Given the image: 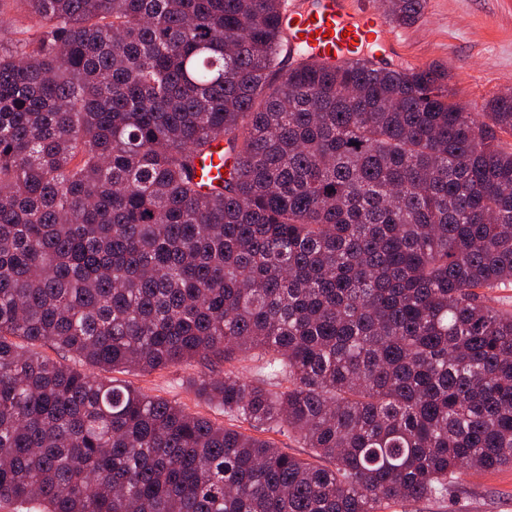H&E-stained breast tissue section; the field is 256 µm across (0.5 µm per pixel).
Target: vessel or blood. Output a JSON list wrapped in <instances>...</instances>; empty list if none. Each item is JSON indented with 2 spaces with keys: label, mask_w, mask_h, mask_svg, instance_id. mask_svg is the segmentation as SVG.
Segmentation results:
<instances>
[{
  "label": "vessel or blood",
  "mask_w": 512,
  "mask_h": 512,
  "mask_svg": "<svg viewBox=\"0 0 512 512\" xmlns=\"http://www.w3.org/2000/svg\"><path fill=\"white\" fill-rule=\"evenodd\" d=\"M288 30L302 36L309 53L339 64L362 58L363 47L375 38L395 41L381 12L369 0H288Z\"/></svg>",
  "instance_id": "vessel-or-blood-1"
}]
</instances>
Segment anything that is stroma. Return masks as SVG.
Returning a JSON list of instances; mask_svg holds the SVG:
<instances>
[{
    "mask_svg": "<svg viewBox=\"0 0 512 512\" xmlns=\"http://www.w3.org/2000/svg\"><path fill=\"white\" fill-rule=\"evenodd\" d=\"M401 35L406 56L394 58V65L444 66L449 92L468 111H483L489 99L512 88V0H426L419 21L402 29ZM201 370L196 363L151 374L125 372L121 378L150 395L180 403L215 425L271 440L289 454L310 459V449L295 436L253 428L195 397L187 381ZM387 512H512V468L462 475L456 496L408 508L394 504Z\"/></svg>",
    "mask_w": 512,
    "mask_h": 512,
    "instance_id": "1",
    "label": "stroma"
}]
</instances>
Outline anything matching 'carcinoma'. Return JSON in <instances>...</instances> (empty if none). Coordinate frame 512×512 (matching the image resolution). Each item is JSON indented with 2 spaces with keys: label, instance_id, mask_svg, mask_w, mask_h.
<instances>
[{
  "label": "carcinoma",
  "instance_id": "carcinoma-1",
  "mask_svg": "<svg viewBox=\"0 0 512 512\" xmlns=\"http://www.w3.org/2000/svg\"><path fill=\"white\" fill-rule=\"evenodd\" d=\"M6 2L0 504L384 512L512 468V92L294 60L287 0ZM241 357L190 390L328 465L94 373Z\"/></svg>",
  "mask_w": 512,
  "mask_h": 512
}]
</instances>
